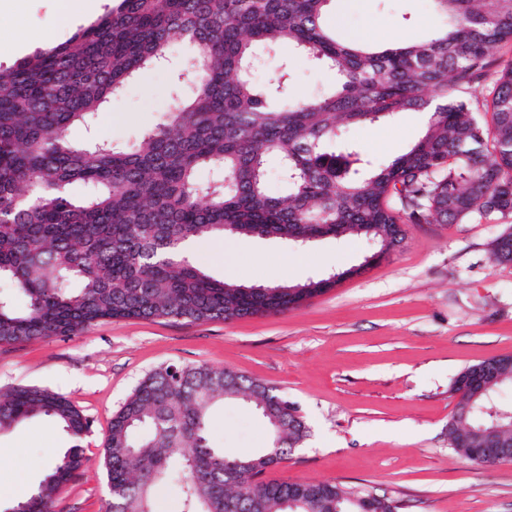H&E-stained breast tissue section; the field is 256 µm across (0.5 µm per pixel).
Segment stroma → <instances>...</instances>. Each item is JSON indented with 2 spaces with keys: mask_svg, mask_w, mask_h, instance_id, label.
<instances>
[{
  "mask_svg": "<svg viewBox=\"0 0 512 512\" xmlns=\"http://www.w3.org/2000/svg\"><path fill=\"white\" fill-rule=\"evenodd\" d=\"M58 0H0V67L66 42L90 26L61 23ZM21 21L32 37L17 43ZM329 23L342 38L379 45L421 40L443 25L431 0H332ZM195 49L174 46L172 62L137 75L93 126L76 124L77 143L128 147L161 122L174 93L192 94ZM287 76L291 100L330 89V70L288 50L262 54L259 85ZM425 116L402 112L350 127L348 141L388 161L422 134ZM510 219L478 224H409L401 248L363 267L374 243L324 237L298 245L266 237L199 239L193 262L215 278L277 285L352 268L355 276L284 313L189 323L169 319L99 322L72 336L0 346V395L17 386L60 393L91 421L81 442L84 468L56 497L54 512H106L103 448L113 414L139 382L171 363H206L260 379L295 403L310 435L270 478L373 487L404 512H512V462L476 464L448 446L450 392L467 366L512 353V264L495 262L489 241ZM211 436L225 454L251 456L269 435L256 405L225 400ZM72 444L43 417L0 429V512L11 490H35L51 459Z\"/></svg>",
  "mask_w": 512,
  "mask_h": 512,
  "instance_id": "obj_1",
  "label": "stroma"
}]
</instances>
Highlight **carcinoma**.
Wrapping results in <instances>:
<instances>
[{
    "mask_svg": "<svg viewBox=\"0 0 512 512\" xmlns=\"http://www.w3.org/2000/svg\"><path fill=\"white\" fill-rule=\"evenodd\" d=\"M331 0H118L66 42L0 69V346L69 336L104 320H228L297 307L320 283L246 284L193 264L200 238L265 236L309 242L345 234L397 251L404 224H467L512 216V61L493 51L512 42V0H432L447 27L388 46L336 38ZM197 47L193 96L129 148L80 145L87 124L139 72L167 61L175 42ZM291 48L330 69L336 84L292 103L286 82L261 90L251 79L264 50ZM426 112L405 152L373 163L336 151L352 125ZM491 113L490 121L483 115ZM279 160L283 191L270 194L267 160ZM201 168L218 177L204 185ZM85 188L81 198L68 187ZM512 263V227L488 244ZM475 377L495 380L478 397ZM512 386V354L466 367L451 393L448 445L469 461L484 432L512 444V415L490 407ZM227 398L257 400L269 446L228 457L213 446L210 414ZM43 416L73 445L57 457L28 512H53L59 491L83 467L88 418L64 395L35 386L0 395V426ZM297 406L265 382L206 363L146 375L112 416L104 448L108 512H155L154 490L177 481L184 512H352L372 499L399 501L341 482L265 478L307 436ZM295 508L285 510L288 497Z\"/></svg>",
    "mask_w": 512,
    "mask_h": 512,
    "instance_id": "obj_1",
    "label": "carcinoma"
}]
</instances>
